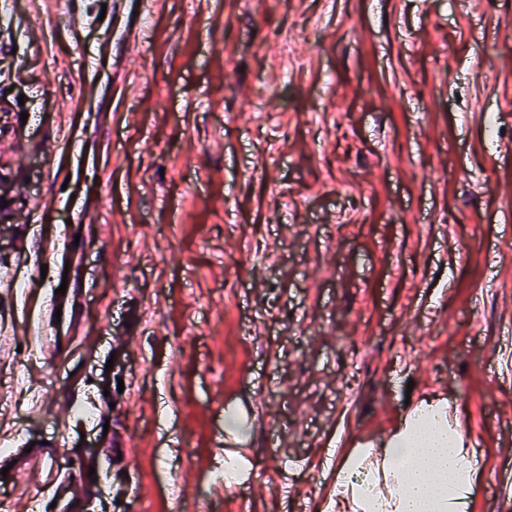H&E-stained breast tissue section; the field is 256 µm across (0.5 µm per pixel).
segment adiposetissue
Returning a JSON list of instances; mask_svg holds the SVG:
<instances>
[{
  "label": "adipose tissue",
  "mask_w": 512,
  "mask_h": 512,
  "mask_svg": "<svg viewBox=\"0 0 512 512\" xmlns=\"http://www.w3.org/2000/svg\"><path fill=\"white\" fill-rule=\"evenodd\" d=\"M479 469L464 438L449 434L441 404L430 402L416 408L367 469L347 460L336 483L353 512H448Z\"/></svg>",
  "instance_id": "ef3b65f1"
}]
</instances>
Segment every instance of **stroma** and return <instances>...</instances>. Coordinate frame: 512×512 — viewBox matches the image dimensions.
Masks as SVG:
<instances>
[{"mask_svg": "<svg viewBox=\"0 0 512 512\" xmlns=\"http://www.w3.org/2000/svg\"><path fill=\"white\" fill-rule=\"evenodd\" d=\"M113 2L0 19V443L64 438L67 471L111 439L98 512H194L231 429L284 472L241 480L228 512H315L322 441L433 400L476 435L471 512H512L489 486L512 377L481 362L512 337V0H125L126 43ZM33 197L47 211L14 222ZM65 227L80 300L50 360L26 332Z\"/></svg>", "mask_w": 512, "mask_h": 512, "instance_id": "obj_1", "label": "stroma"}]
</instances>
